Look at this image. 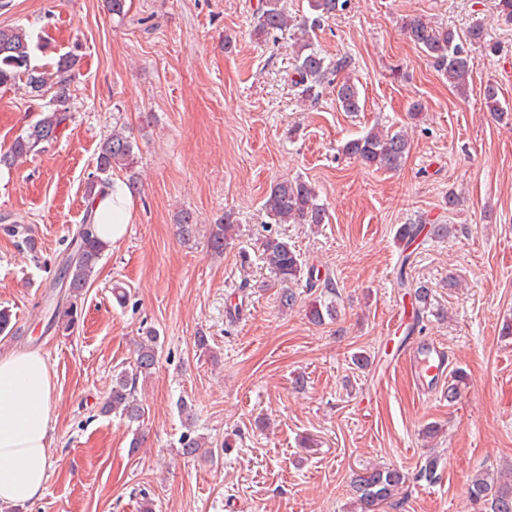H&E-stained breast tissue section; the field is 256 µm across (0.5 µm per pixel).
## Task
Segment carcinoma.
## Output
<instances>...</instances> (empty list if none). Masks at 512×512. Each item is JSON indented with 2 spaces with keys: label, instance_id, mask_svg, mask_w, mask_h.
<instances>
[{
  "label": "carcinoma",
  "instance_id": "obj_1",
  "mask_svg": "<svg viewBox=\"0 0 512 512\" xmlns=\"http://www.w3.org/2000/svg\"><path fill=\"white\" fill-rule=\"evenodd\" d=\"M347 5L348 0H309L310 14L297 18L288 15L285 0H259L254 35L259 39H267L279 32H289L293 71L297 76L294 84L298 88L299 98L304 102L317 100L330 76H336L351 67V59L347 56L331 59L322 56L314 48L312 39L324 18ZM402 28L407 37L427 54L434 67L448 78V82L460 92H465L471 72L466 45L484 44V28L476 25L462 37L456 31L435 25L422 16L405 19ZM32 55L31 39L25 28L0 27V86L21 84L36 96L49 89H56L52 108L41 113L24 134L16 137L7 150L0 152V167L10 168L55 142L70 119L68 92L79 74L77 55H61L48 69L33 64ZM336 97L343 111L361 110L359 92L352 81L347 79L341 82L337 86ZM134 146L136 143L132 138L120 130L113 131L112 136L101 144L96 173L86 182L87 199H92L99 186L111 181L112 171L132 169ZM343 150L368 168L395 169L408 154L410 144L401 133L371 130L347 141ZM317 199V192L311 184L301 179H287L270 188L264 209L277 224H323L326 212ZM82 223L87 225V231L84 234L77 231L73 235L71 252L63 269V283L70 300L68 305L59 304L54 309V321L64 331L73 329L78 323L81 317L78 299L89 287L105 249V245L94 233L92 206H87ZM177 227L179 235L185 240L194 238L199 231L193 215L188 212L182 213ZM232 231L234 224L228 215L224 217V223L211 225L208 237L210 248L215 252L224 251V242ZM0 234L30 250L35 247L31 228L26 224L11 222L6 216L0 217ZM410 258L409 253L402 257L397 277L398 288H413L410 293L412 322L407 327L409 336L422 321L429 296L428 288L421 285L414 287L407 279L405 267ZM263 259L277 280L284 285L279 291L281 306H294L297 296L289 285L304 277L305 264L300 254L287 240L269 237L263 243ZM325 293L332 296V299H316L309 305L308 319L314 325L336 319V301L333 300L336 287L329 278L325 279ZM157 342L158 336L153 330L146 331L145 336L140 338L135 358L137 371L147 373L155 367ZM135 381L134 375L125 371L119 373L112 382V389L102 410L106 413H119L131 422L140 420L145 410L135 398ZM438 464L437 458H427L414 480L429 483L435 481L438 478ZM407 481L408 475L389 467H367L355 474L352 484L361 512H376L383 505L394 506L395 496ZM468 492L473 503L484 505L485 512H512V480L508 481L488 471H479L471 477Z\"/></svg>",
  "mask_w": 512,
  "mask_h": 512
}]
</instances>
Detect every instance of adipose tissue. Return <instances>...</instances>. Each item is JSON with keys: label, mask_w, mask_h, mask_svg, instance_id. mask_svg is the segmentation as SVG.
<instances>
[{"label": "adipose tissue", "mask_w": 512, "mask_h": 512, "mask_svg": "<svg viewBox=\"0 0 512 512\" xmlns=\"http://www.w3.org/2000/svg\"><path fill=\"white\" fill-rule=\"evenodd\" d=\"M96 233L106 244L121 241L133 203L121 181L101 187L93 202ZM54 380L35 351L0 355V506L38 499L51 466L48 455Z\"/></svg>", "instance_id": "obj_1"}]
</instances>
